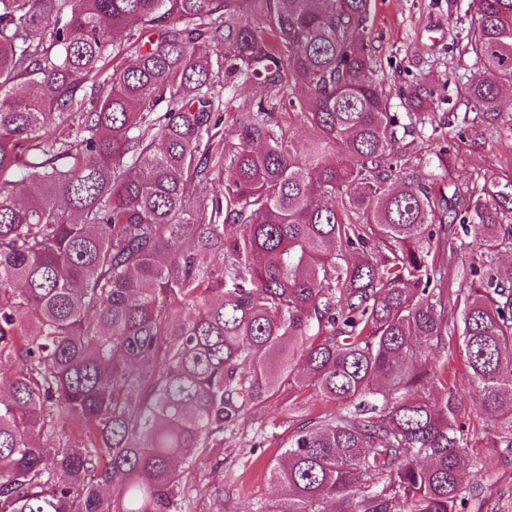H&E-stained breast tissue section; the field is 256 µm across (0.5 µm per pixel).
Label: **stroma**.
Segmentation results:
<instances>
[{
  "mask_svg": "<svg viewBox=\"0 0 512 512\" xmlns=\"http://www.w3.org/2000/svg\"><path fill=\"white\" fill-rule=\"evenodd\" d=\"M472 15V0H372L367 28L373 71L392 111H401L403 93L427 84L434 89L430 105L436 119L443 121L452 112L465 116V123L438 131L448 147L446 180L504 182L512 179V91L504 92L497 121L477 118L466 88L473 71L466 47ZM426 358L431 364L449 359L456 372L448 385L460 398L457 422L464 428L472 461L466 483L481 490L480 512H512V452L496 445L512 437V422L481 410L457 350L445 355L433 351ZM335 409L313 392H303L294 402L284 390L234 422L223 448L214 453L218 467L204 473L209 484L223 487L224 500L202 499L196 512H259L271 504L279 491L269 471L289 431Z\"/></svg>",
  "mask_w": 512,
  "mask_h": 512,
  "instance_id": "35a3bbf8",
  "label": "stroma"
}]
</instances>
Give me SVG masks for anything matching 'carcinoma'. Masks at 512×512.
<instances>
[{"instance_id":"carcinoma-1","label":"carcinoma","mask_w":512,"mask_h":512,"mask_svg":"<svg viewBox=\"0 0 512 512\" xmlns=\"http://www.w3.org/2000/svg\"><path fill=\"white\" fill-rule=\"evenodd\" d=\"M473 4L495 120L512 0ZM370 5L0 0V512H194L287 384L342 411L288 434L257 512H464L458 396L421 352L458 337L512 419V182L436 192L404 162L448 150L423 89L390 111Z\"/></svg>"}]
</instances>
